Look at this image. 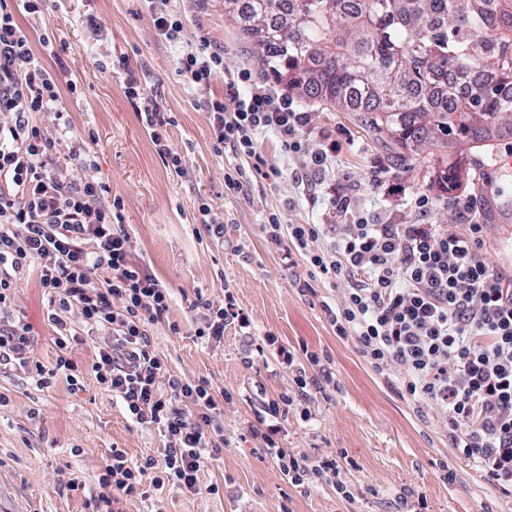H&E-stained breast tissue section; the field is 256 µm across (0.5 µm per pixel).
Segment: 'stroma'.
Masks as SVG:
<instances>
[{"label":"stroma","mask_w":512,"mask_h":512,"mask_svg":"<svg viewBox=\"0 0 512 512\" xmlns=\"http://www.w3.org/2000/svg\"><path fill=\"white\" fill-rule=\"evenodd\" d=\"M184 24L185 44L208 45L224 58L225 71L241 70L258 80L265 73L248 49L237 24L224 16V0H170ZM97 18L91 28L88 18ZM33 50L53 66L46 45L68 63L77 94L63 95L61 106L74 131L91 136L95 176L110 188V198L124 204V228L133 257L173 293L166 325L149 330L169 375L206 379L216 393H246L224 411L229 446L208 463L201 493L189 496L170 487L150 489L146 497L129 498L125 512H395V499L413 490L427 499V512H512V498L488 486L468 461L448 445V431L435 415L417 412L412 399L395 384L371 372L352 341L336 336L321 307L336 301L337 292L319 289L316 300L299 294L295 275L305 274L304 257L287 268L280 254L267 249L262 225L267 213L284 224L322 225L319 244L329 247L345 218L332 201L351 198L356 215L371 224H435L464 222L483 227L481 253L489 266L512 273V214L501 207L512 197V168L497 159L512 156V133L501 135L490 149L459 152L448 148L449 160H461L469 171L457 189L443 194L434 177L431 151L400 157L391 140L370 132L354 112L294 97V107L310 113L301 138L304 151L285 152L273 133L260 134L259 152L276 176L255 174L248 160L216 152L202 101L223 97L224 80L193 88L177 68L176 52L153 27L146 0H55L49 14L38 19L19 13ZM126 57L140 82L142 98L156 100L170 113L168 129L173 151L185 161L179 176L155 152L148 130L124 93V75L112 67ZM335 143L336 163L320 176L306 175L308 155ZM236 170L238 189H227L224 174ZM429 199L418 209V197ZM224 215V239L200 231V206ZM232 291L238 305L254 321L251 335L227 329L221 341L191 336L197 296L219 301ZM14 308L31 328L32 355L53 365L58 353L56 328L48 304L34 280L23 281ZM286 345L319 354L334 381L312 391L310 421L289 414L284 447L317 455L342 451L354 465L347 478L355 495L348 503L326 486L302 490L286 483L271 459L257 449L249 426L251 404L288 391L287 373L244 362L266 333ZM106 332L71 345L70 358L83 368L78 388L58 379L38 388L27 374L0 370V512H89L88 496L99 491L98 479L121 450L134 461L160 457L164 439L153 429L132 424L119 404L102 391L91 372L97 347ZM455 482H448L445 470ZM81 481L82 491L66 483ZM231 483V492L208 493L209 485Z\"/></svg>","instance_id":"35a3bbf8"}]
</instances>
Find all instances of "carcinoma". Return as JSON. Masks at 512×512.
Returning a JSON list of instances; mask_svg holds the SVG:
<instances>
[{
    "label": "carcinoma",
    "instance_id": "carcinoma-1",
    "mask_svg": "<svg viewBox=\"0 0 512 512\" xmlns=\"http://www.w3.org/2000/svg\"><path fill=\"white\" fill-rule=\"evenodd\" d=\"M288 92L419 153L512 132V0H224ZM446 192L460 170L435 173Z\"/></svg>",
    "mask_w": 512,
    "mask_h": 512
}]
</instances>
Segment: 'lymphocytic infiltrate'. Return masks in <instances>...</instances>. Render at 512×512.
Segmentation results:
<instances>
[{"mask_svg": "<svg viewBox=\"0 0 512 512\" xmlns=\"http://www.w3.org/2000/svg\"><path fill=\"white\" fill-rule=\"evenodd\" d=\"M46 2L0 0V366L25 369L41 388L60 377L77 386L78 366L66 351L78 336L64 318L77 310L88 335L103 330L110 337L92 365L100 388L133 424L165 439L161 458L140 463L113 450L100 491L90 499L92 512H122L127 497L163 485L188 495L218 493L216 485L202 487L201 474L228 445L219 420L234 397L217 395L203 379L167 377L154 350L149 326L164 323L171 333L180 331L167 321L171 290L134 260L122 205L105 201L109 188L93 174L94 155L71 131L60 101L76 94L77 85L67 77L66 61L42 64L16 21L20 10L44 16ZM177 63L194 86L225 76L224 98L205 105L216 151L228 148L251 159L260 176L266 161L257 150L259 134L275 133L289 151L301 152L309 115L270 84L225 73L220 53L204 48L187 50ZM117 66L126 74L127 97L141 103L139 116L156 153L176 175L185 174L181 155L168 142L173 118L141 99L125 60ZM48 112L57 125L53 134L40 121ZM320 232L317 224L280 223L273 212L263 224L268 249L280 252L286 265L304 256L308 272L294 279L301 295L316 297L325 285L341 288L339 301L324 308L337 336L352 340L374 374L398 378L419 412L446 424L453 451L511 496L512 276L484 260L481 225L448 232L431 224L359 218L339 225L329 248L319 246ZM32 270L58 329L59 354L51 367L34 360L29 325L9 313L20 280ZM193 307L199 312L194 334L201 339H221L229 326L246 335L254 326L229 291L221 301L199 299ZM255 352L293 382L254 411L250 431L260 449L293 487L326 485L337 498L353 501L345 453L312 457L282 445L289 412L309 419V392L331 383V371L317 353L296 351L270 332Z\"/></svg>", "mask_w": 512, "mask_h": 512, "instance_id": "lymphocytic-infiltrate-1", "label": "lymphocytic infiltrate"}]
</instances>
